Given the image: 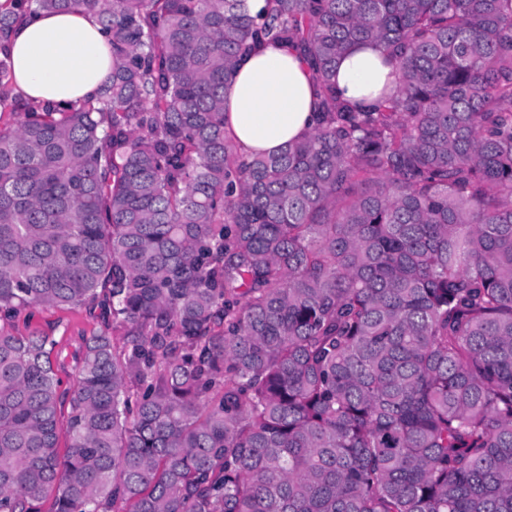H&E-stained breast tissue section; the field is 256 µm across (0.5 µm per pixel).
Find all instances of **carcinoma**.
Returning <instances> with one entry per match:
<instances>
[{
	"instance_id": "carcinoma-1",
	"label": "carcinoma",
	"mask_w": 512,
	"mask_h": 512,
	"mask_svg": "<svg viewBox=\"0 0 512 512\" xmlns=\"http://www.w3.org/2000/svg\"><path fill=\"white\" fill-rule=\"evenodd\" d=\"M78 7L101 94L30 100L15 22ZM359 39L379 106L336 92ZM283 42L319 119L247 156L224 88ZM36 307L99 310L66 381ZM48 499L512 512V0H0V512ZM384 60L383 49L374 43L353 42L336 61L338 95L354 106L375 104L385 83L394 79Z\"/></svg>"
}]
</instances>
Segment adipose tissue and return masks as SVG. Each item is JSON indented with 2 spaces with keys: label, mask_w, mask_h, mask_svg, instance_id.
<instances>
[{
  "label": "adipose tissue",
  "mask_w": 512,
  "mask_h": 512,
  "mask_svg": "<svg viewBox=\"0 0 512 512\" xmlns=\"http://www.w3.org/2000/svg\"><path fill=\"white\" fill-rule=\"evenodd\" d=\"M19 91L67 103L99 94L112 67L97 18L83 10L43 12L19 21L12 36ZM382 48L356 41L336 61V91L356 106L375 104L391 79ZM316 121L308 59L286 44L242 55L224 93V129L248 155L272 154L306 138Z\"/></svg>",
  "instance_id": "adipose-tissue-1"
}]
</instances>
